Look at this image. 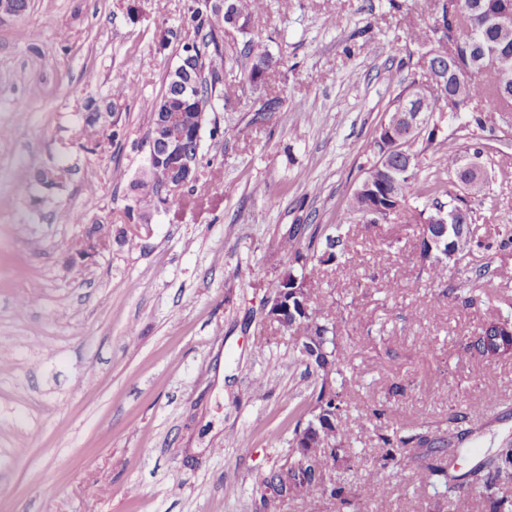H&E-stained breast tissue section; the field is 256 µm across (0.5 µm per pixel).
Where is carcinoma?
<instances>
[{
	"label": "carcinoma",
	"instance_id": "obj_1",
	"mask_svg": "<svg viewBox=\"0 0 512 512\" xmlns=\"http://www.w3.org/2000/svg\"><path fill=\"white\" fill-rule=\"evenodd\" d=\"M500 0H460L462 14L448 24V40L456 45L459 57L468 58L474 65L468 79L459 85L453 79L444 82V89L436 96H425L414 101H407L412 110L424 113L441 112L446 105L445 94H456V111L449 113L451 119H464L479 127L492 121L494 114L502 111V106L512 107V31L499 29L493 22V14ZM236 10L249 24L248 30L240 31L246 37L238 51L226 50L223 42L224 22L219 18L200 10L195 0H188L185 19L192 26L200 39H192L182 44L181 49L193 45L194 56L192 74L194 78L192 93L207 103L215 98L214 81L224 68L238 67L243 80L256 86L263 83L267 72L276 65L265 45L254 36L252 29L265 11V0H235ZM410 40L416 46L425 49L419 59L420 77L428 79L431 74H440L448 70V63L442 59L446 50L435 44L433 24L418 27L410 33ZM494 55L502 61V69L492 73L480 70L477 62ZM100 111L88 108L82 115L83 128L87 141H97L104 134L105 125L100 121ZM441 129L433 125L427 133L428 144H437L438 151L448 150L453 156L446 158L448 168L457 171L461 156L455 150V144L447 138L439 137ZM164 174L150 171L132 186L135 201L159 206L167 199L159 193L148 189L150 182L161 183ZM376 190L386 184L392 196L371 195L367 192L352 194L348 211L368 219L371 224H380L389 220L387 209L395 204L401 205L409 198L430 196L423 208L413 214V235L419 237L427 230L438 228L439 212L447 207L458 211L459 222L473 223L469 201L462 196L435 183L426 185L419 177V161L406 166V160L397 155L388 160V166L372 164L362 180ZM317 234H312L308 249L311 256L302 257L293 240H287L284 250L295 255V260L305 259L300 265V273L288 272L282 280L299 281L307 292L309 309L305 314H298L296 329L302 332L299 359L306 367L313 370L319 380V390L312 395L305 414L299 416L293 425L292 437H297L305 430H313L310 437V454L291 452L288 454V498L314 499L329 497L342 505L348 504L344 497V487L328 477L336 463L345 459L351 447L350 433L352 426L347 418L346 393L351 378L343 374L346 367L347 353L336 340L335 323L317 316L320 295L315 292V277L321 272L322 265L339 262L343 250V237L340 225L334 226V232L324 235V249L315 247ZM466 352L492 365L488 346L483 336L477 334L467 339ZM330 377L332 386L329 393H324L325 377ZM382 454L378 459L379 468L384 470L397 465L410 448L425 446L431 459L424 465L423 481L433 488L441 486L446 493L448 512H464L468 507V497L473 495L489 512H512V443L507 441L502 448L492 454L478 459L468 470L457 473L454 454L448 452V438L443 432L433 430L425 417H420L414 429L407 431L394 427L378 436ZM282 483L281 465L277 464L262 479L263 492L260 502L263 508L271 505L268 491Z\"/></svg>",
	"mask_w": 512,
	"mask_h": 512
}]
</instances>
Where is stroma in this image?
<instances>
[{
    "label": "stroma",
    "instance_id": "1",
    "mask_svg": "<svg viewBox=\"0 0 512 512\" xmlns=\"http://www.w3.org/2000/svg\"><path fill=\"white\" fill-rule=\"evenodd\" d=\"M435 4L267 0L259 37L282 105L255 120L260 92L225 70L216 91L229 101L209 115L218 134L201 139L197 202L175 192L160 209L133 200L147 166L134 144L193 35L186 0H30L0 23V512H257L262 478L289 452L288 415L317 385L296 333L264 322L262 301L295 264L281 237L295 233L303 252L335 224L344 256L316 286L357 378L347 416L383 411L354 429L337 481L366 479L378 433L422 415L445 430L482 406L455 450L463 467L512 439V359L490 368L463 350L512 317V247L494 245L495 225H512V112L482 128L443 124L486 173L470 202L485 245L445 282L420 272L413 204L381 224L347 215L381 122L419 77L409 32ZM119 83L133 97L85 150L81 113ZM56 164L69 169L60 187L35 182ZM97 222L111 225V249L72 263V242ZM476 282L493 301L464 303ZM351 309L364 321L342 319ZM422 477L407 459L381 473L371 500H288L275 512H433L441 495Z\"/></svg>",
    "mask_w": 512,
    "mask_h": 512
}]
</instances>
